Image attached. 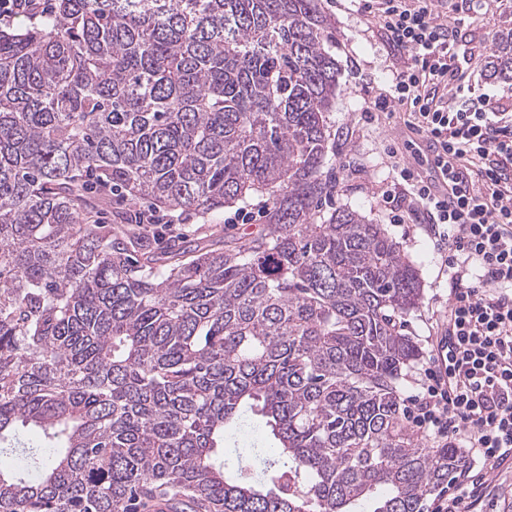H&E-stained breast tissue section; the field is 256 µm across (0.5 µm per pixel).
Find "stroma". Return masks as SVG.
<instances>
[{
    "instance_id": "35a3bbf8",
    "label": "stroma",
    "mask_w": 512,
    "mask_h": 512,
    "mask_svg": "<svg viewBox=\"0 0 512 512\" xmlns=\"http://www.w3.org/2000/svg\"><path fill=\"white\" fill-rule=\"evenodd\" d=\"M322 7L333 25L336 42L332 53L338 63L335 105L328 122L336 135V143L328 155L327 170L336 183L332 203L337 208L360 211L373 223L383 225L415 264L423 285L420 306L397 316L402 334L428 356L427 337L436 321L445 314L448 278L440 272V258L434 241L427 232L428 219L417 211L408 214L404 223L395 224L382 201V193L393 179L388 153L397 149L401 163L422 177L430 175L433 157L428 143L403 115L370 118L366 108L386 88L396 71L406 64L404 53L394 47L385 32L365 11L361 0H322ZM436 11L447 12L458 44L469 59L465 66L469 84L475 95L497 100L500 111L512 110V85L492 76L487 66L490 44L502 30L512 27V0H437ZM264 198H254L248 207L254 224H234V209L217 213L202 222L194 213H185V227H204L206 232L220 235H243L263 224ZM263 421L249 416L243 425L229 429L224 443V462L236 468L239 459L250 458L254 449H270ZM482 501L478 512H512V466L482 469Z\"/></svg>"
}]
</instances>
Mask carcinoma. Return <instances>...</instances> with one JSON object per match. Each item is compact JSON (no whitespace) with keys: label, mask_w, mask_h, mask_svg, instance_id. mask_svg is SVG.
Wrapping results in <instances>:
<instances>
[{"label":"carcinoma","mask_w":512,"mask_h":512,"mask_svg":"<svg viewBox=\"0 0 512 512\" xmlns=\"http://www.w3.org/2000/svg\"><path fill=\"white\" fill-rule=\"evenodd\" d=\"M320 0H53L0 29V512H425L463 454L401 400L421 281L358 211L328 212L338 67ZM488 67L512 82V29ZM143 200L231 241L100 221ZM276 456L225 468L226 428ZM45 447L28 448L18 428ZM265 202L266 197H256L251 201L249 206L242 209H238V206L224 208V211L217 213L213 220L206 222L204 230L206 231V234L216 233L223 236L243 235L250 232H255L261 224H264V218L262 217L264 214H262V210L263 205L266 204ZM237 211L250 212V215H253V217L256 219L251 221L253 223L251 224L249 213H238L237 215ZM234 214L238 221H241V224H225L224 219H227L228 217H234Z\"/></svg>","instance_id":"1"}]
</instances>
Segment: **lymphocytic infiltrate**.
I'll return each mask as SVG.
<instances>
[{
  "label": "lymphocytic infiltrate",
  "instance_id": "1",
  "mask_svg": "<svg viewBox=\"0 0 512 512\" xmlns=\"http://www.w3.org/2000/svg\"><path fill=\"white\" fill-rule=\"evenodd\" d=\"M365 7L410 60L370 109L391 116L409 106L407 122L434 144L442 174L436 187L397 166L384 198L395 222H403L406 204L429 216L449 276L448 318L435 339L447 347L448 365L429 357L404 413L441 445L467 451L430 512H474L481 497L471 471L512 459V114L486 99L460 107L470 88L434 0H367Z\"/></svg>",
  "mask_w": 512,
  "mask_h": 512
}]
</instances>
